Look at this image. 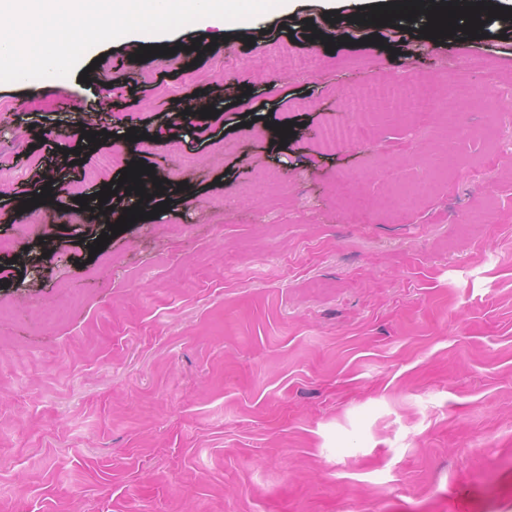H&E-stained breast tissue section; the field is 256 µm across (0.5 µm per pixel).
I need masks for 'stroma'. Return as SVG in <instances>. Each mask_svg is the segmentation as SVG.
<instances>
[{"mask_svg": "<svg viewBox=\"0 0 512 512\" xmlns=\"http://www.w3.org/2000/svg\"><path fill=\"white\" fill-rule=\"evenodd\" d=\"M391 3L293 0L244 21L258 50L189 26L223 45L190 70L107 43L98 85L0 83V512H512V18L486 12L512 0H474L466 69L421 22L358 26ZM308 38L303 76L248 64ZM416 75L469 136L385 112L374 148L316 150L339 94ZM139 160L184 199L90 254L77 197ZM54 179L68 207L23 210Z\"/></svg>", "mask_w": 512, "mask_h": 512, "instance_id": "obj_1", "label": "stroma"}]
</instances>
